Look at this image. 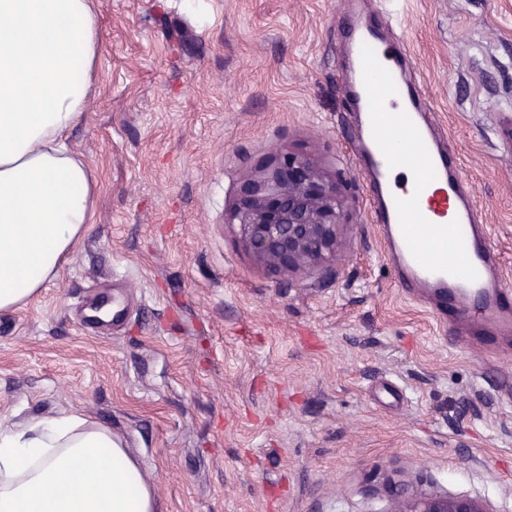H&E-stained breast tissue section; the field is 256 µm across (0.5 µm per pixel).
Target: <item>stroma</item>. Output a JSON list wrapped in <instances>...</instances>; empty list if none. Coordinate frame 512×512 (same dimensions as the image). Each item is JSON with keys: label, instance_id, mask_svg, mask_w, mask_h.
<instances>
[{"label": "stroma", "instance_id": "obj_1", "mask_svg": "<svg viewBox=\"0 0 512 512\" xmlns=\"http://www.w3.org/2000/svg\"><path fill=\"white\" fill-rule=\"evenodd\" d=\"M407 79L512 289V0H403ZM100 92L70 147L93 224L0 314V419L75 410L139 458L158 512H392L399 491L512 512V346L480 353L394 282L351 151L343 46L382 0H98ZM306 157L342 257L284 275L225 224L241 175ZM120 329L85 324L113 296Z\"/></svg>", "mask_w": 512, "mask_h": 512}]
</instances>
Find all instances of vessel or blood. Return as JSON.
Returning a JSON list of instances; mask_svg holds the SVG:
<instances>
[{
  "instance_id": "obj_1",
  "label": "vessel or blood",
  "mask_w": 512,
  "mask_h": 512,
  "mask_svg": "<svg viewBox=\"0 0 512 512\" xmlns=\"http://www.w3.org/2000/svg\"><path fill=\"white\" fill-rule=\"evenodd\" d=\"M350 48L357 59L353 98L357 133L354 155L370 187V204L385 255L402 288L434 296L441 313L480 304L496 337L512 335V292L493 277L494 250L474 198L452 172L447 149L434 137L422 98L402 77L407 67L403 38L388 42L371 27L356 29ZM404 127L422 158L412 182L395 172L405 160L386 143V121Z\"/></svg>"
}]
</instances>
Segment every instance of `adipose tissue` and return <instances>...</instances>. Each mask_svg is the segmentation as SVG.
<instances>
[{
    "label": "adipose tissue",
    "instance_id": "1",
    "mask_svg": "<svg viewBox=\"0 0 512 512\" xmlns=\"http://www.w3.org/2000/svg\"><path fill=\"white\" fill-rule=\"evenodd\" d=\"M96 0H0V313L34 301L92 224L95 170L67 145L98 90ZM0 512H156L143 466L75 411L0 424Z\"/></svg>",
    "mask_w": 512,
    "mask_h": 512
}]
</instances>
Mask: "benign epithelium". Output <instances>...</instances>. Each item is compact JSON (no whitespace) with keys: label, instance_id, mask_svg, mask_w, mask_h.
Returning a JSON list of instances; mask_svg holds the SVG:
<instances>
[{"label":"benign epithelium","instance_id":"7a95c632","mask_svg":"<svg viewBox=\"0 0 512 512\" xmlns=\"http://www.w3.org/2000/svg\"><path fill=\"white\" fill-rule=\"evenodd\" d=\"M345 214L336 184L307 158L285 154L244 175L226 223L259 263L285 274L336 260ZM393 512H487L474 498L415 496Z\"/></svg>","mask_w":512,"mask_h":512}]
</instances>
